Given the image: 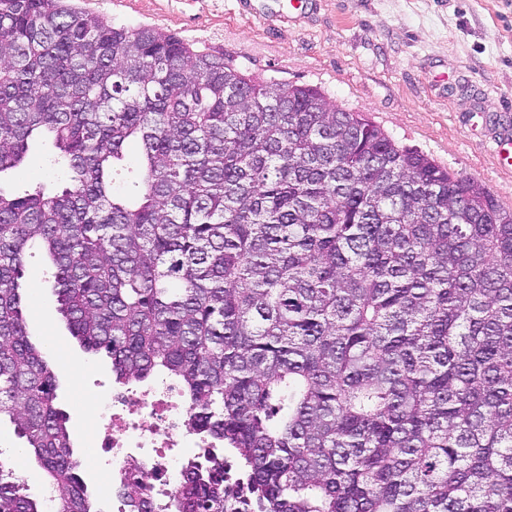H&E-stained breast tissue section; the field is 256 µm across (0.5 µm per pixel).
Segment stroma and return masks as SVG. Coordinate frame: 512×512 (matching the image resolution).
Returning <instances> with one entry per match:
<instances>
[{
  "instance_id": "1",
  "label": "stroma",
  "mask_w": 512,
  "mask_h": 512,
  "mask_svg": "<svg viewBox=\"0 0 512 512\" xmlns=\"http://www.w3.org/2000/svg\"><path fill=\"white\" fill-rule=\"evenodd\" d=\"M115 25L177 33L197 50L224 54L259 81L320 87L337 107L362 112L399 144L481 183L512 210V160L497 152L493 124L512 125V0H74ZM50 142L32 141L26 165L0 177V188L51 190L67 180L50 165ZM24 282L37 289L27 332L60 375L58 404L69 427L94 423L71 402L74 373L88 385L114 384L112 364L85 352L57 311L54 279L41 246L28 248ZM28 492L45 499L49 484L21 453L9 421L0 450Z\"/></svg>"
}]
</instances>
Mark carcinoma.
<instances>
[{"label":"carcinoma","mask_w":512,"mask_h":512,"mask_svg":"<svg viewBox=\"0 0 512 512\" xmlns=\"http://www.w3.org/2000/svg\"><path fill=\"white\" fill-rule=\"evenodd\" d=\"M37 137L69 176L0 189V418L60 512L100 510L26 329L35 241L71 335L178 378L260 512H512V211L482 185L174 33L0 0V174ZM174 503L224 512V459ZM0 512H43L1 468Z\"/></svg>","instance_id":"carcinoma-1"}]
</instances>
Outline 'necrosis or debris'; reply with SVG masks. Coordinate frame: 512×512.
Segmentation results:
<instances>
[{
    "label": "necrosis or debris",
    "instance_id": "1",
    "mask_svg": "<svg viewBox=\"0 0 512 512\" xmlns=\"http://www.w3.org/2000/svg\"><path fill=\"white\" fill-rule=\"evenodd\" d=\"M98 428L81 442L102 491V512H127L121 493L131 482L148 488L152 512H164L185 470L207 466L216 446L190 423L189 406L173 381L100 386L94 397ZM225 512H257L249 481L232 450L224 452Z\"/></svg>",
    "mask_w": 512,
    "mask_h": 512
}]
</instances>
